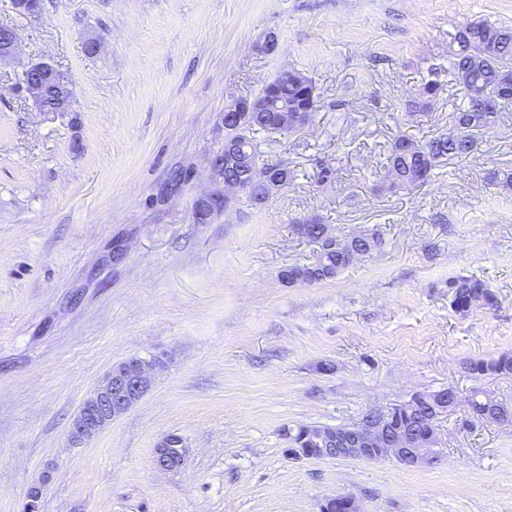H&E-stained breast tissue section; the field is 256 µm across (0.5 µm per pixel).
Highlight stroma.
Here are the masks:
<instances>
[{"label": "stroma", "instance_id": "stroma-1", "mask_svg": "<svg viewBox=\"0 0 512 512\" xmlns=\"http://www.w3.org/2000/svg\"><path fill=\"white\" fill-rule=\"evenodd\" d=\"M478 21L512 28V0H42L35 15L0 0L19 36L0 64V512H23L38 481V512H319L339 493L360 512H512V424L469 426L463 408L476 392L512 405V375L466 368L512 353V190L486 180L512 169V110L428 185L389 188L395 136L450 128L449 51ZM35 62L65 73L68 111L28 98ZM284 67L318 95L302 131L254 135L287 186L197 223L226 101ZM434 79L430 109L410 111ZM303 217L382 245L336 279L286 284L315 257ZM459 276L496 307L456 313ZM159 353L146 396L73 446L96 382ZM449 387L461 404L439 417L433 465L288 453L285 428ZM170 434L189 456L161 471ZM471 295L473 297L482 296L489 310L497 304L495 294L484 281L478 278L460 276L448 280V298L450 299V306L456 312L459 313L457 310L458 303ZM175 436L176 435H168L164 437L157 445V448H155L152 459L155 468L163 471H171L179 468L185 462L189 450L185 448L183 441L180 442V447L178 448H168L167 446L170 439Z\"/></svg>", "mask_w": 512, "mask_h": 512}]
</instances>
